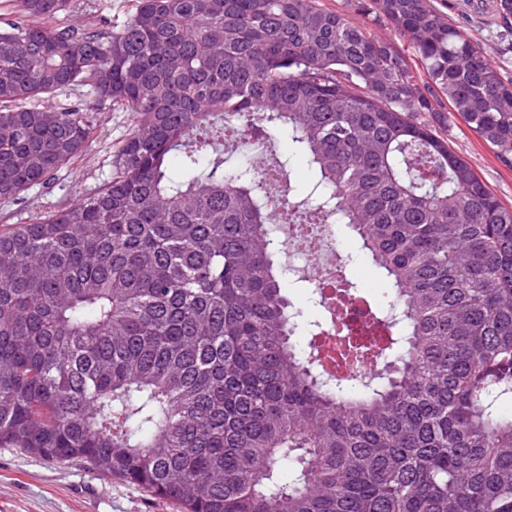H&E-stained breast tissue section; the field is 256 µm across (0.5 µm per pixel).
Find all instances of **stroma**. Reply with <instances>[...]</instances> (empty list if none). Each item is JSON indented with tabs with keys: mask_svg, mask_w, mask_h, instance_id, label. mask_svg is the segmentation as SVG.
Wrapping results in <instances>:
<instances>
[{
	"mask_svg": "<svg viewBox=\"0 0 512 512\" xmlns=\"http://www.w3.org/2000/svg\"><path fill=\"white\" fill-rule=\"evenodd\" d=\"M462 31L481 45L501 73L512 79V46L498 36L496 0H434ZM130 0H69L67 19L77 23L108 20L121 27ZM53 106L77 104L92 114L96 134L77 161L61 169L45 185L29 190L21 203L0 200V224H20L37 213L70 206L107 181L112 154L133 130L130 113L113 110L89 89L64 92ZM448 144L480 175L505 207H512V162L478 137L463 120L448 127ZM340 248L351 255L349 280L356 288L371 287L372 303H382L389 288L385 276L371 263L358 237L337 225ZM0 512H176L169 503L152 498L138 487L101 476L79 462L47 461L14 448L0 447Z\"/></svg>",
	"mask_w": 512,
	"mask_h": 512,
	"instance_id": "obj_1",
	"label": "stroma"
}]
</instances>
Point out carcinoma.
Instances as JSON below:
<instances>
[{
    "instance_id": "obj_1",
    "label": "carcinoma",
    "mask_w": 512,
    "mask_h": 512,
    "mask_svg": "<svg viewBox=\"0 0 512 512\" xmlns=\"http://www.w3.org/2000/svg\"><path fill=\"white\" fill-rule=\"evenodd\" d=\"M11 2L0 200L92 138L38 101L88 86L136 124L94 192L0 225V446L180 512H512V208L448 146L455 115L512 158L482 47L433 0H133L118 29ZM244 132L262 165L231 161ZM279 140L312 177L277 206ZM280 223L350 225L390 279L398 322L350 337L353 374L293 340Z\"/></svg>"
}]
</instances>
